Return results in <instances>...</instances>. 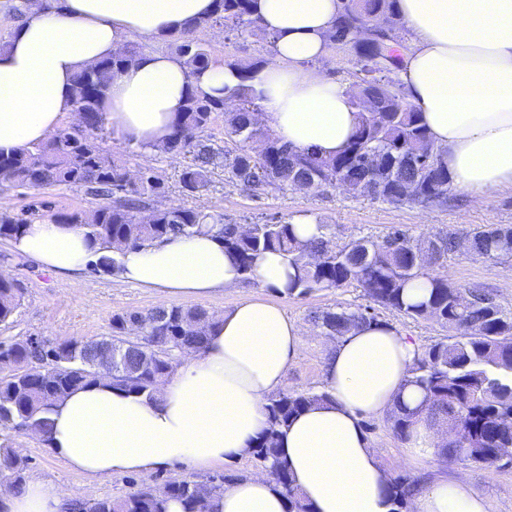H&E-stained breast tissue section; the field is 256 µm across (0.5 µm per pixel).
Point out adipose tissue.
I'll return each instance as SVG.
<instances>
[{"label":"adipose tissue","instance_id":"ef3b65f1","mask_svg":"<svg viewBox=\"0 0 512 512\" xmlns=\"http://www.w3.org/2000/svg\"><path fill=\"white\" fill-rule=\"evenodd\" d=\"M414 36L401 78L437 147L451 184L483 198L512 192V0H397ZM213 0H59L34 5L0 48V151L46 142L74 111L75 75L118 52L132 36L179 32L210 14ZM263 28L276 38L275 60L252 86L260 119L294 149L331 157L360 122L348 85L315 66L340 0H256ZM236 70L210 65L191 74L165 50L143 53L117 73L108 118L133 143L154 144L172 132L189 94L231 99ZM15 249L60 277L84 272L95 251L70 224L37 220ZM293 274L285 257L255 262L259 287L284 295ZM118 277L168 299L209 297L244 286V276L210 234L171 237L126 250ZM301 326L279 305L246 296L216 318L206 346L187 352L154 400L113 386L110 378L70 391L49 414V449L90 480L185 464L202 472L250 455L267 426L265 405L280 389L302 347ZM414 343L392 324L358 326L331 345L322 369L326 402L283 428L280 452L294 486L313 512H391L389 475L364 432L366 417L388 415L396 402L416 407L409 385ZM69 494L39 477L21 490H0V512H65ZM412 512H488L486 499L462 478L434 476L417 486ZM214 512H288L284 492L264 474L229 481Z\"/></svg>","mask_w":512,"mask_h":512}]
</instances>
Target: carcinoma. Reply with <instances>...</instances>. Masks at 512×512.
<instances>
[{"instance_id":"cac0c4a2","label":"carcinoma","mask_w":512,"mask_h":512,"mask_svg":"<svg viewBox=\"0 0 512 512\" xmlns=\"http://www.w3.org/2000/svg\"><path fill=\"white\" fill-rule=\"evenodd\" d=\"M213 13L191 21L170 34L175 52L191 74L211 64V51L199 34L222 26L237 35L261 34L274 51L275 38L254 14L253 0H214ZM343 6L327 33L332 44L353 48L359 91L353 104L362 112L354 140L334 158L298 152L268 133L256 115L259 105L247 82L265 66L244 65L227 59L224 65L240 72L236 108L224 111L222 99L189 96L173 123L168 138L158 144H128L129 153L160 152L191 156L178 176L187 194L209 189L217 157L224 162V181L255 196L298 186L319 192L345 187L351 195L394 207H437L448 201V168L440 149L421 122L398 74L406 48L392 44L390 31L403 24L396 0H342ZM381 15L386 28L373 23ZM143 54L128 43L120 53L79 72L73 98L80 119L58 129L46 142L4 155L0 153V189L77 188L91 196L86 209L58 211L50 219L72 224L94 241L112 248V255L91 261L97 275H116L124 249L154 240L209 232L224 244L245 279H250L255 258L266 251L288 257L294 275L288 294L306 296L314 291L355 284L375 305L413 320L436 321L452 332L446 339L419 349L409 384L422 400L410 408L398 403L389 414L394 435L404 441L419 419H444L462 433L436 448L435 455L449 462L496 464L498 449L512 448V312L476 290L456 286L430 267L448 258L458 247L454 233L416 240L400 229L380 239L360 238L344 245L333 242L335 232L322 224V236L301 241L292 224L267 220L248 228L224 216L198 208L164 203L165 180L151 169L136 178L115 162L105 147L111 135L106 109L115 73ZM224 115V142L210 133L215 116ZM36 220V210L19 214L0 212V240L12 241ZM467 251L492 263L512 261V225L486 224L467 231ZM428 279L421 301L407 299L406 288L419 278ZM24 289L9 277H0V323H8L20 307ZM215 315L198 306H159L145 311L112 315L111 334L97 339H67L53 345L35 344L30 338L0 340V356L10 360L11 373L0 377V480L15 490L25 483L27 459L14 448L12 431L45 435L53 402L68 391L96 383L101 374L88 366L95 347L109 339L125 347L120 378L112 383L153 399L156 388L172 370L174 351L205 347ZM376 321L366 309L334 308L322 311L316 322L324 335L345 336L362 323ZM329 398L325 392L280 391L266 405L267 428L258 436L251 455L287 493L288 512H312L293 487L286 463L278 454L280 429L309 405ZM198 481L174 478L162 487H140L117 498L76 501L72 512H167L168 502L181 503L183 512H210L211 500L224 491V480L212 481L202 497ZM413 491L408 479L392 477L386 495L393 512H402Z\"/></svg>"}]
</instances>
